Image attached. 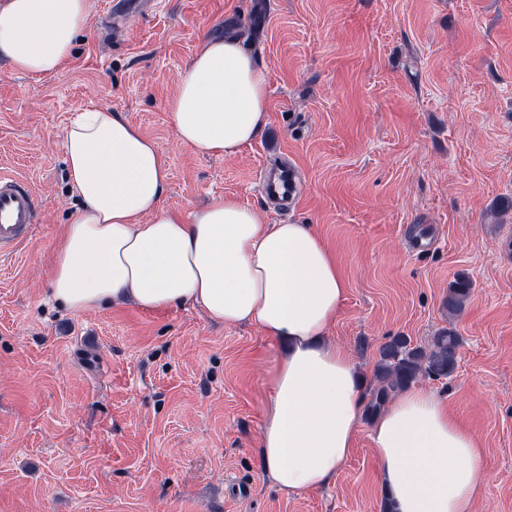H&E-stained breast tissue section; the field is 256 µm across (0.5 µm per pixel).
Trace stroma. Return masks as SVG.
Returning a JSON list of instances; mask_svg holds the SVG:
<instances>
[{
	"label": "stroma",
	"instance_id": "stroma-1",
	"mask_svg": "<svg viewBox=\"0 0 512 512\" xmlns=\"http://www.w3.org/2000/svg\"><path fill=\"white\" fill-rule=\"evenodd\" d=\"M110 0L62 74L0 62V166L27 178L35 233L0 260V512H381L370 420L325 487L268 483L258 440L280 346L189 305L52 301L60 229L77 213L65 131L120 113L167 154L166 207L232 196L271 224H308L347 294L328 333L372 390L379 346L461 338L457 368L427 380L474 433L488 483L473 512H512V0H157L117 24ZM239 38L268 80L269 120L237 155L180 142L167 104L203 38ZM288 160L299 198L258 194ZM429 244L412 249L413 237ZM464 310L442 303L457 274ZM473 281L465 275H459L448 285V296L443 301V308L449 315L460 313L469 299Z\"/></svg>",
	"mask_w": 512,
	"mask_h": 512
}]
</instances>
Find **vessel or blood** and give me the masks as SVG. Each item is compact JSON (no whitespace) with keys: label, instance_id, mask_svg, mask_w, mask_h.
Listing matches in <instances>:
<instances>
[{"label":"vessel or blood","instance_id":"vessel-or-blood-1","mask_svg":"<svg viewBox=\"0 0 512 512\" xmlns=\"http://www.w3.org/2000/svg\"><path fill=\"white\" fill-rule=\"evenodd\" d=\"M259 192L266 201L288 207L298 192L293 168L282 163L265 169L259 178ZM36 224L37 201L30 182L1 169L0 257L27 242Z\"/></svg>","mask_w":512,"mask_h":512}]
</instances>
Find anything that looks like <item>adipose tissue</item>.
<instances>
[{
    "label": "adipose tissue",
    "instance_id": "obj_1",
    "mask_svg": "<svg viewBox=\"0 0 512 512\" xmlns=\"http://www.w3.org/2000/svg\"><path fill=\"white\" fill-rule=\"evenodd\" d=\"M89 22L88 0H0V59L33 77L58 75ZM167 110L180 142L235 155L268 123L266 76L238 40L204 41ZM65 140L82 206L64 227L54 299L75 314L187 303L286 342L267 377L263 475L292 494L327 484L355 448L363 400L353 360L325 341L346 295L325 242L233 197L188 215L166 208V153L117 113L81 112ZM371 442L393 512H472L484 491L476 436L430 388L399 395L374 419Z\"/></svg>",
    "mask_w": 512,
    "mask_h": 512
}]
</instances>
